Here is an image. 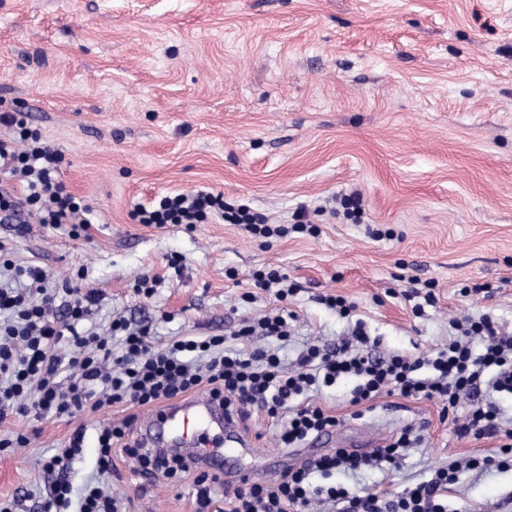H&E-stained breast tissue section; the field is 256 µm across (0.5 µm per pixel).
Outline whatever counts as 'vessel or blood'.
Wrapping results in <instances>:
<instances>
[{
	"instance_id": "b4317fda",
	"label": "vessel or blood",
	"mask_w": 512,
	"mask_h": 512,
	"mask_svg": "<svg viewBox=\"0 0 512 512\" xmlns=\"http://www.w3.org/2000/svg\"><path fill=\"white\" fill-rule=\"evenodd\" d=\"M148 434L145 446L172 451L191 449L193 461L223 464L227 449L252 447L251 438L241 433L236 417L208 397H194L148 411L143 419Z\"/></svg>"
}]
</instances>
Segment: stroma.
<instances>
[{
  "mask_svg": "<svg viewBox=\"0 0 512 512\" xmlns=\"http://www.w3.org/2000/svg\"><path fill=\"white\" fill-rule=\"evenodd\" d=\"M0 106L27 112L62 153L68 189L94 210L84 238L32 216L21 229L0 223V238L58 288L83 271L84 289L101 296L86 324L113 344L116 318L148 327L160 348L231 336L278 308L261 290L241 299L266 267L296 287L280 344L287 365L358 323L383 356L447 344L454 322L482 314L512 333V0H0ZM203 187L275 225L305 208L318 232L265 244L221 220L160 228L131 216L134 205ZM351 195L362 214L327 211ZM146 273L159 278L149 296L134 288ZM426 281L437 302L418 316L408 296ZM473 283L492 297L462 296ZM326 294L355 303L353 316L329 308ZM353 386L311 394L342 421L337 447L360 431L387 442L422 429L399 467L337 474L358 493L400 494L498 446L458 436L434 401L383 394L355 419ZM143 413L117 404L0 423V437L29 439L0 450V500L39 512L56 480L46 463L78 427ZM241 426L257 445L227 463L253 479L321 454L309 443L280 447L262 411ZM112 469L102 487L119 512H197L195 473L177 483L136 473L118 447ZM509 495L512 469L465 470L448 512H498Z\"/></svg>",
  "mask_w": 512,
  "mask_h": 512,
  "instance_id": "obj_1",
  "label": "stroma"
}]
</instances>
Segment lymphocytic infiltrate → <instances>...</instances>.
Here are the masks:
<instances>
[{
	"instance_id": "lymphocytic-infiltrate-1",
	"label": "lymphocytic infiltrate",
	"mask_w": 512,
	"mask_h": 512,
	"mask_svg": "<svg viewBox=\"0 0 512 512\" xmlns=\"http://www.w3.org/2000/svg\"><path fill=\"white\" fill-rule=\"evenodd\" d=\"M0 123L13 131L11 138H0V175L20 183L24 191L19 198L0 187V215L12 217L23 205L39 223L69 225L76 239L86 235L92 210L60 180V153L29 127L26 113H1ZM132 215L141 224L189 227L218 216L230 224L246 225L257 237L287 233L286 228L269 224L264 214L226 202L223 195L206 189L162 196L153 206H136ZM12 253V247L0 241V422L29 412L72 418L115 404L156 405L205 387L229 414L244 419L256 408L265 412L279 427L282 447L296 448L341 424L320 405L308 402V392L351 378L355 381L352 405H370L384 393L431 400L441 404L443 412L452 413L457 435L495 438L499 446L493 455L439 468L429 480L393 497L363 495L331 483L337 471L398 467L406 451L420 440L416 430L407 427L371 452L337 448L289 467L277 483L243 482L225 497L224 512H307L315 500L330 503L335 512H448V491L461 470L512 466V421L502 419L495 401L496 394H512V334L498 331L488 315L457 323V337L430 356H373L371 340L359 328L336 346H307L287 367L274 351L251 344L257 332L280 340L288 336L289 290L284 276L272 269L256 273L253 285L273 292L279 308L257 323H243L235 334L240 347L226 346L224 337L209 336L184 337L158 349L148 330H130L117 322L112 329L122 332L123 349L116 353L109 337L84 325L97 297L83 291L81 275L70 277L61 293L43 268L18 265ZM60 298L65 313L59 320L52 309ZM477 338L484 342L478 355L472 349ZM63 341L72 349L66 356L56 350ZM65 368L71 375L63 384L58 376ZM463 398L469 405L460 415L456 409ZM127 429L124 423L97 428L100 475L111 474L112 448L118 443L141 472L156 470L177 480L188 471V463L180 457L126 441ZM316 475L322 477V484L313 483ZM73 504L77 512H117L113 498L98 486L72 502L62 476L41 512H67Z\"/></svg>"
}]
</instances>
